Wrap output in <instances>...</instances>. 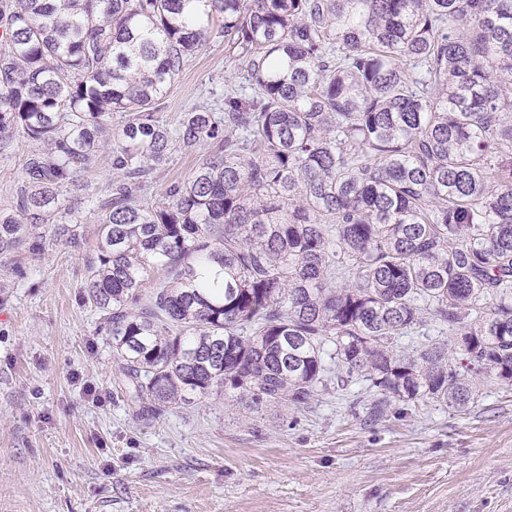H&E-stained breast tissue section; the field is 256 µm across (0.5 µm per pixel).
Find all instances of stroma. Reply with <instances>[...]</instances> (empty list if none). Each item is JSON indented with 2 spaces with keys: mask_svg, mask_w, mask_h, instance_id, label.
I'll list each match as a JSON object with an SVG mask.
<instances>
[{
  "mask_svg": "<svg viewBox=\"0 0 512 512\" xmlns=\"http://www.w3.org/2000/svg\"><path fill=\"white\" fill-rule=\"evenodd\" d=\"M231 88L249 91L215 34L158 118L223 109ZM36 148L19 134L0 153L1 212L16 211ZM207 151L175 147L148 201ZM117 177L101 151L64 187L43 249L0 259V512H512V382L482 381L462 411L394 401L380 420L362 381L299 409L253 410L227 391L137 415L86 288Z\"/></svg>",
  "mask_w": 512,
  "mask_h": 512,
  "instance_id": "stroma-1",
  "label": "stroma"
}]
</instances>
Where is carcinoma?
<instances>
[{
  "mask_svg": "<svg viewBox=\"0 0 512 512\" xmlns=\"http://www.w3.org/2000/svg\"><path fill=\"white\" fill-rule=\"evenodd\" d=\"M215 23L251 92L170 128L156 112ZM16 132L42 148L1 257L41 247L111 144L88 298L142 409L301 408L330 361L378 415L512 382V0H0V152ZM177 141L222 146L151 204ZM428 321L450 340L400 351Z\"/></svg>",
  "mask_w": 512,
  "mask_h": 512,
  "instance_id": "1",
  "label": "carcinoma"
}]
</instances>
